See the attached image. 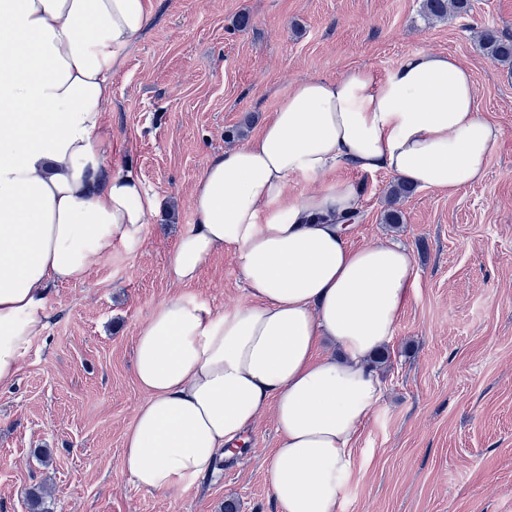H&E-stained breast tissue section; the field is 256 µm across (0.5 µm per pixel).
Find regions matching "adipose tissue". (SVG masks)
I'll return each mask as SVG.
<instances>
[{"mask_svg":"<svg viewBox=\"0 0 512 512\" xmlns=\"http://www.w3.org/2000/svg\"><path fill=\"white\" fill-rule=\"evenodd\" d=\"M148 22L145 0H0V386L46 327L50 286L85 280L113 241L138 244L159 210L102 148L112 72ZM501 135L469 71L423 51L381 75L297 81L257 136L212 155L168 278L192 285L227 251L249 298L215 310L175 296L139 328L144 400L121 459L135 485L192 487L269 412L278 512H341L381 397L371 357L412 296L413 257L391 242L350 245L336 219L360 206L354 181L295 198L288 181L346 166L452 194L483 179Z\"/></svg>","mask_w":512,"mask_h":512,"instance_id":"ef3b65f1","label":"adipose tissue"}]
</instances>
